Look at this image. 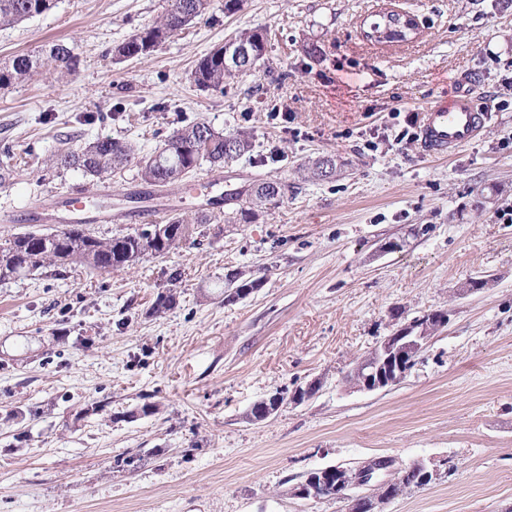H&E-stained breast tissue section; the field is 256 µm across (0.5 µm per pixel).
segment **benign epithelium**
<instances>
[{
  "label": "benign epithelium",
  "mask_w": 512,
  "mask_h": 512,
  "mask_svg": "<svg viewBox=\"0 0 512 512\" xmlns=\"http://www.w3.org/2000/svg\"><path fill=\"white\" fill-rule=\"evenodd\" d=\"M403 323L393 329L370 350L355 371L354 389L375 391L399 384L409 372V365L427 349L433 335L448 324V313L434 310L411 318L397 312ZM382 468L377 466L347 468L340 465L328 466L318 473L328 475L333 485L315 477L293 486L290 494L300 499L320 500L331 488L339 490V498L345 500L346 512H383L389 499L374 497L368 493L356 494L353 489L370 485H391L393 480L381 478Z\"/></svg>",
  "instance_id": "obj_1"
}]
</instances>
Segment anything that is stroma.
I'll return each mask as SVG.
<instances>
[{
  "instance_id": "stroma-1",
  "label": "stroma",
  "mask_w": 512,
  "mask_h": 512,
  "mask_svg": "<svg viewBox=\"0 0 512 512\" xmlns=\"http://www.w3.org/2000/svg\"><path fill=\"white\" fill-rule=\"evenodd\" d=\"M398 4L423 32L384 45L363 35L381 0H244L229 14L212 0L121 60L163 0H55L0 27V64L58 41L78 54L73 74L0 88V218L86 190L91 211L126 212L139 192L164 218L217 217L163 258L0 282V512H344L288 490L380 456L435 472L384 512H512V223L497 218L512 204V108L447 159L397 138L460 86L480 99L512 79V0ZM245 28L267 31L264 60L225 93L198 87L199 59ZM270 101L285 118L269 119ZM197 122L250 132L251 152L163 190L133 166L98 178L54 165L106 136L149 155ZM322 156L333 179L311 176ZM262 178L284 198L219 222V196ZM233 270L261 285L228 302ZM478 276L487 287L466 292ZM169 289L176 306L154 312ZM396 309L449 321L399 385L351 390L352 361ZM313 380L310 399L248 421L256 401Z\"/></svg>"
}]
</instances>
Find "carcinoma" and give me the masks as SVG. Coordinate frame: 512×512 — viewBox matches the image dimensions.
<instances>
[{"label":"carcinoma","mask_w":512,"mask_h":512,"mask_svg":"<svg viewBox=\"0 0 512 512\" xmlns=\"http://www.w3.org/2000/svg\"><path fill=\"white\" fill-rule=\"evenodd\" d=\"M54 6V0H0V27L11 26L40 16ZM210 0H165L163 11L152 24L120 44L127 58H142L177 36L193 18L205 14ZM264 31L242 29L228 39L224 46H217L197 63L193 78L206 89L224 92L230 81L239 76L234 61L236 49H247L257 61L264 58L267 49ZM74 49L63 43L33 54H23L5 65H0V87L24 82L40 68L70 73L75 69ZM167 159L157 164L149 157H140L127 144L110 137L98 138L78 152L57 156L62 167L74 166L92 177L122 170L129 165L138 168L142 181L148 184H173L204 162L223 165L234 162L252 150V138L246 131L226 136L204 122L183 127L165 140ZM285 196V185L275 179L258 183L244 200L226 197L224 202H236V207L224 212V223L252 222L269 204L280 202ZM212 216L201 214L188 222L176 214L166 219L167 235L158 243L144 240L141 232L115 234L101 239L81 224H70L55 233L24 232L0 243V280L35 272L47 266H82L93 271L112 272L126 267L132 257L163 256L189 238L192 224H208ZM227 284L236 285V296H244L259 287L260 279H249L243 272L225 274ZM391 477L399 479V490L406 494L427 485L420 474H403L396 468Z\"/></svg>","instance_id":"obj_1"}]
</instances>
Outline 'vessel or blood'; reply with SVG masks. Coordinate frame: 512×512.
Segmentation results:
<instances>
[{
	"instance_id": "b4317fda",
	"label": "vessel or blood",
	"mask_w": 512,
	"mask_h": 512,
	"mask_svg": "<svg viewBox=\"0 0 512 512\" xmlns=\"http://www.w3.org/2000/svg\"><path fill=\"white\" fill-rule=\"evenodd\" d=\"M487 121L471 92L427 105L419 114V145L423 156L444 159L476 139Z\"/></svg>"
}]
</instances>
